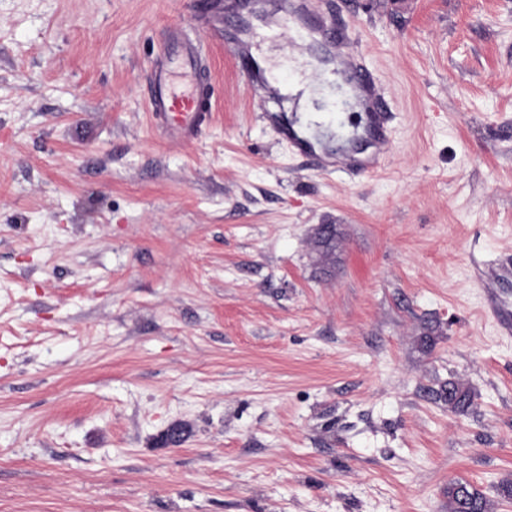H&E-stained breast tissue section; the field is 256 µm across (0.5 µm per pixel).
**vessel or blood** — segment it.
Returning a JSON list of instances; mask_svg holds the SVG:
<instances>
[{
  "instance_id": "vessel-or-blood-1",
  "label": "vessel or blood",
  "mask_w": 512,
  "mask_h": 512,
  "mask_svg": "<svg viewBox=\"0 0 512 512\" xmlns=\"http://www.w3.org/2000/svg\"><path fill=\"white\" fill-rule=\"evenodd\" d=\"M194 16L201 20L207 31L226 44H237V27L226 13L216 5L215 0H204L196 6ZM324 44L337 52L346 69V83L352 93L370 95V111L363 128V136L375 148L374 156L366 162L355 158L350 149L338 147L330 157H316L315 167L322 172L342 170L352 175L374 172L390 143L388 119L390 106L381 94L373 73L361 57L351 53L349 31L335 20H324L320 24ZM168 61L156 64L149 77L148 107L153 117L166 125L171 138L181 143L194 140L211 118L213 95L208 86L197 82L198 65L203 49L200 44L188 38L182 30L169 33L166 40ZM181 72L193 77L191 88L176 93L172 88V72ZM476 272L487 288L486 310L498 323L503 335L512 334V306L508 305L498 291L501 283L512 280V258L477 264Z\"/></svg>"
}]
</instances>
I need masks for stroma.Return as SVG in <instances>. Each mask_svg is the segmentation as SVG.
<instances>
[{
  "mask_svg": "<svg viewBox=\"0 0 512 512\" xmlns=\"http://www.w3.org/2000/svg\"><path fill=\"white\" fill-rule=\"evenodd\" d=\"M313 6L392 103L377 173L282 136L360 116L276 9L234 10L264 119L192 0H0V512H448L456 480L512 512V337L474 269L512 256V0ZM175 26L214 89L185 144L147 109ZM440 398L448 402L451 410L464 413L472 406L474 394L459 383L448 382V387L441 390Z\"/></svg>",
  "mask_w": 512,
  "mask_h": 512,
  "instance_id": "obj_1",
  "label": "stroma"
}]
</instances>
